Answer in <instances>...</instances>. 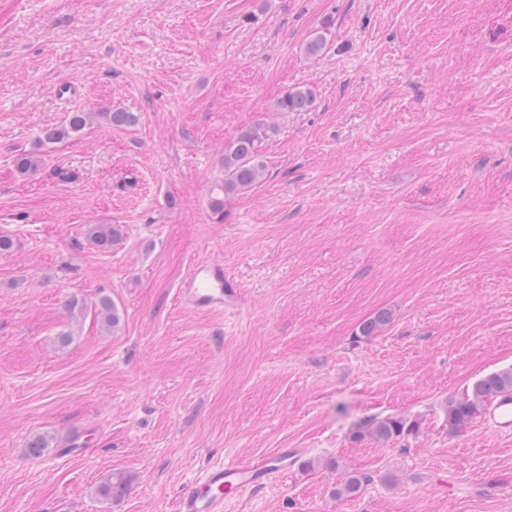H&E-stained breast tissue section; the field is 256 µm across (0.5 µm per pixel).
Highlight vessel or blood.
Segmentation results:
<instances>
[{"mask_svg": "<svg viewBox=\"0 0 512 512\" xmlns=\"http://www.w3.org/2000/svg\"><path fill=\"white\" fill-rule=\"evenodd\" d=\"M179 295L186 304L201 309H230L237 302V291L225 279L223 266L210 263L192 268L181 284ZM488 422L500 430L511 429L512 400L492 401ZM297 454V449L280 448L274 454L244 462L213 464L186 485L177 500L176 512H224L227 503L287 474Z\"/></svg>", "mask_w": 512, "mask_h": 512, "instance_id": "vessel-or-blood-1", "label": "vessel or blood"}]
</instances>
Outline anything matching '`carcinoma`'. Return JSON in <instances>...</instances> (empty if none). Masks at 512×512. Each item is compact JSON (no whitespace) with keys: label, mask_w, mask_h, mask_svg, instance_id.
<instances>
[{"label":"carcinoma","mask_w":512,"mask_h":512,"mask_svg":"<svg viewBox=\"0 0 512 512\" xmlns=\"http://www.w3.org/2000/svg\"><path fill=\"white\" fill-rule=\"evenodd\" d=\"M326 33L318 31L305 46V54L311 58L321 56L327 49ZM316 101V93L310 87L297 86L287 90L277 101V109L281 112H304L310 110ZM101 116L114 127H130L137 123L138 116L134 112L112 111L103 112ZM89 113L71 112L64 123L47 128L43 131V141L52 143L63 139L71 132L81 131L87 124ZM274 127L265 123L238 132L224 143L223 181L215 184L210 190L209 208L216 218L224 219V203L234 193L246 192L260 182L265 166L261 161L264 144L274 134ZM43 163V158L35 153L21 154L16 158V168L25 173L35 170ZM120 227L116 224H89L85 230L86 241L101 251L112 247V242L119 237ZM98 318L109 328H116L120 321L117 307L109 297H102L95 305ZM390 321V314L381 311L362 324L360 333L363 336H374ZM503 392L512 393V367L502 368L488 373L476 380L471 388V395L464 399L448 401L446 408L448 425L459 429L478 417L485 403ZM416 422L398 417L374 418L357 424L351 437L356 442L374 441L388 443L395 438L413 432ZM51 441L43 434H33L26 442L25 448L32 455H41L49 450ZM365 478L352 474L345 478L336 491L339 497L350 498L359 494ZM130 488V479L123 473L107 475L97 487V494L104 501H112L123 497Z\"/></svg>","instance_id":"carcinoma-1"}]
</instances>
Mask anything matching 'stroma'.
<instances>
[{"label": "stroma", "mask_w": 512, "mask_h": 512, "mask_svg": "<svg viewBox=\"0 0 512 512\" xmlns=\"http://www.w3.org/2000/svg\"><path fill=\"white\" fill-rule=\"evenodd\" d=\"M299 85L314 107L275 111ZM262 121L266 175L216 220L224 143ZM93 223L123 236L99 251ZM0 235V512H175L278 448L288 475L226 512H512V431L446 416L512 366V0H0ZM202 262L234 308L181 301ZM104 295L119 326L86 312L59 347L64 302ZM384 417L420 426L351 439ZM35 432L80 453L28 456ZM87 112H71L68 114L64 123L59 126L47 128L43 131V142L52 143L62 140L70 132H80L89 118ZM417 427L416 421H407L398 417L374 418L358 423L351 437L356 442L374 441L388 443L395 438L413 432ZM130 488V479L124 473L107 475L97 487V494L104 501L123 497Z\"/></svg>", "instance_id": "35a3bbf8"}]
</instances>
